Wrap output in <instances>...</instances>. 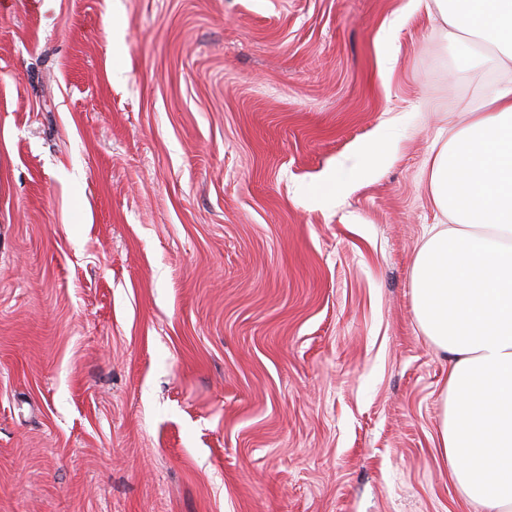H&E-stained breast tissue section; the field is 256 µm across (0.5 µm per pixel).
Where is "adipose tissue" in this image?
I'll return each mask as SVG.
<instances>
[{
    "label": "adipose tissue",
    "mask_w": 512,
    "mask_h": 512,
    "mask_svg": "<svg viewBox=\"0 0 512 512\" xmlns=\"http://www.w3.org/2000/svg\"><path fill=\"white\" fill-rule=\"evenodd\" d=\"M491 44L506 74L426 161L430 225L412 262L414 314L448 358L439 445L473 512H512V0H432Z\"/></svg>",
    "instance_id": "ef3b65f1"
}]
</instances>
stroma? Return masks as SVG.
<instances>
[{"mask_svg":"<svg viewBox=\"0 0 512 512\" xmlns=\"http://www.w3.org/2000/svg\"><path fill=\"white\" fill-rule=\"evenodd\" d=\"M475 51L424 0H5L0 512H471L411 265Z\"/></svg>","mask_w":512,"mask_h":512,"instance_id":"1","label":"stroma"}]
</instances>
